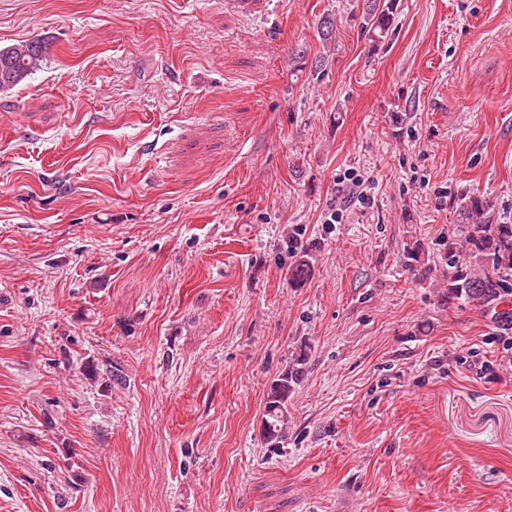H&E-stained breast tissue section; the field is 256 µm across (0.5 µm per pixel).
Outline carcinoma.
I'll list each match as a JSON object with an SVG mask.
<instances>
[{
  "mask_svg": "<svg viewBox=\"0 0 512 512\" xmlns=\"http://www.w3.org/2000/svg\"><path fill=\"white\" fill-rule=\"evenodd\" d=\"M393 23L392 0H368L366 29L375 39L384 38ZM49 42L34 38L0 46V93L8 94L27 82L46 60ZM458 231L469 247L465 254L450 255V262L463 258L470 271L454 277L448 288V301L476 305L491 304L508 292L506 277L512 273V224L495 222L488 202L478 196L463 198L457 213ZM311 275L309 261L301 258L289 269V280L300 285ZM310 346L304 344L291 355L288 369L268 384L262 424L263 437L279 445L288 423V402L305 373Z\"/></svg>",
  "mask_w": 512,
  "mask_h": 512,
  "instance_id": "1",
  "label": "carcinoma"
}]
</instances>
